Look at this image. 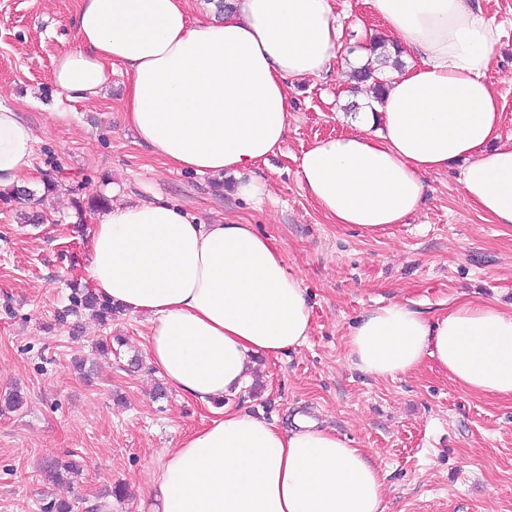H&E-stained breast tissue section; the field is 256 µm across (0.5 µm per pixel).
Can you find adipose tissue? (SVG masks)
<instances>
[{"label":"adipose tissue","mask_w":512,"mask_h":512,"mask_svg":"<svg viewBox=\"0 0 512 512\" xmlns=\"http://www.w3.org/2000/svg\"><path fill=\"white\" fill-rule=\"evenodd\" d=\"M406 52L386 91L347 133L317 140L298 167L335 223L375 235L405 223L427 174L463 162L466 198L512 225V144L488 80L501 24L476 0H364ZM78 44L54 61L69 100H96L124 68L127 121L166 165L200 174L250 169L279 150L287 83L340 59L334 0H233L223 22L187 0H79ZM33 130L0 103V189L34 178ZM86 272L100 299L145 315L150 365L186 400L214 409L159 460L152 512H384V477L364 449L301 423L281 428L228 409L255 358L305 343L311 312L279 250L250 224H209L162 198L115 204L90 232ZM359 370L393 378L435 358L461 388L512 399V311L462 300L435 317L397 302L347 338Z\"/></svg>","instance_id":"ef3b65f1"}]
</instances>
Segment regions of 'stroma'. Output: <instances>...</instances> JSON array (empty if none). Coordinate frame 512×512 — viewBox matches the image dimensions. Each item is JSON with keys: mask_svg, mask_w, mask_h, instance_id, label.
Instances as JSON below:
<instances>
[{"mask_svg": "<svg viewBox=\"0 0 512 512\" xmlns=\"http://www.w3.org/2000/svg\"><path fill=\"white\" fill-rule=\"evenodd\" d=\"M78 0H0V102L23 112L35 135L39 174L29 189L39 224L0 193V399L12 389L22 408L0 412V512H41L65 498L75 512H150L140 494L160 457L212 415L174 390L153 399L160 374L148 363V322L120 313L100 324L89 312L64 316L73 288H90L88 204L149 199L177 203L211 223L254 225L280 248L311 309L304 344L257 358L226 407L291 426L294 416L334 429L366 449L385 478V512H512V400L459 387L432 358L393 379L358 370L347 335L365 313L395 301L431 317L462 299L512 310V226L494 224L464 197L460 164L427 177L417 210L374 237L332 223L305 196L297 159L316 140L350 127L354 95L346 71L288 85V133L279 151L251 170L178 171L139 144L126 122L122 71L97 100L67 99L52 81L55 57L77 45ZM506 35L488 78L499 96L502 133L512 135V0H481ZM344 50L382 33L362 0H338ZM256 182L261 201L241 197ZM120 337L115 354L98 341ZM86 360L91 380L72 367ZM76 452L71 483L46 467ZM123 499L108 496L115 484Z\"/></svg>", "mask_w": 512, "mask_h": 512, "instance_id": "35a3bbf8", "label": "stroma"}]
</instances>
